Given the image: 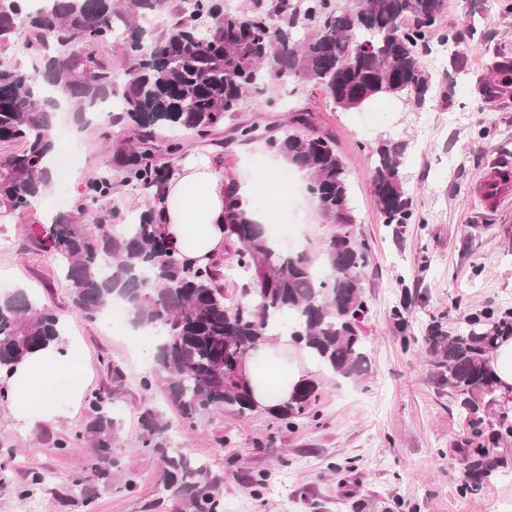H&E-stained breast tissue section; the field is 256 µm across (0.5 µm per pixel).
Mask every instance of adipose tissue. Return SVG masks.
Listing matches in <instances>:
<instances>
[{"mask_svg":"<svg viewBox=\"0 0 512 512\" xmlns=\"http://www.w3.org/2000/svg\"><path fill=\"white\" fill-rule=\"evenodd\" d=\"M224 166L211 156H188L170 177L165 195L155 206L179 258L204 266L224 250ZM262 341L243 362V375L260 405L288 402L305 377L303 363L312 353L297 357L295 346L282 330ZM79 337L65 335L60 344L27 355L14 365L6 380V396L14 419L34 432L57 422L79 407L80 389L70 374L82 359Z\"/></svg>","mask_w":512,"mask_h":512,"instance_id":"ef3b65f1","label":"adipose tissue"}]
</instances>
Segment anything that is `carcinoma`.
<instances>
[{
    "label": "carcinoma",
    "instance_id": "carcinoma-1",
    "mask_svg": "<svg viewBox=\"0 0 512 512\" xmlns=\"http://www.w3.org/2000/svg\"><path fill=\"white\" fill-rule=\"evenodd\" d=\"M161 0H0V49L21 43L41 65L30 72L0 63V145L19 149L0 157V210L25 213L51 182L44 161L54 150L53 110L59 100L77 108L76 118L103 99H117L111 123L128 130L132 145L112 154L107 168L86 183L73 214L60 213L42 238L43 247L65 259L72 303L92 318L116 300L133 323L160 330L152 378L181 423H196L220 412L240 417L258 410L292 427L315 399L316 385L304 381L285 404L261 407L242 378V353L282 322L301 349L313 352L332 374L350 378L367 362L362 323L367 307L359 270L366 254L340 231L323 245L321 262L303 251L275 248L263 224L250 214L239 184L230 182L224 210L234 269L246 279L238 301L224 293L217 262L192 268L178 253L147 208L116 235L94 215L92 205L112 195V177L152 197L164 188L185 144L159 140L164 129H181L200 143L263 142L288 165L308 176L313 199L329 224L353 223L351 179L336 141L315 130L309 112L292 113L293 131L257 122L224 129L247 95L266 83L283 87L301 81L319 85L342 110L361 108L382 96L424 102L432 88L419 49L428 47L444 0H352L341 9L331 0H269L250 14L224 0H191L157 36L137 20L157 11ZM314 23L311 38L298 31ZM122 28L124 78L99 61V45ZM492 78L478 88L492 103L512 83V60L489 64ZM372 178L373 193L386 224H406L413 215L400 169L402 148L383 145ZM63 325L24 287L0 291V371L27 354L61 340ZM512 336V312L498 319L473 316L454 335L429 337L430 353L442 379L467 415L473 435L484 418L468 394L495 391L490 368L498 342ZM81 439L91 476L108 485L123 477L113 448L118 439L110 396L98 393ZM140 447L161 462L160 484L179 512H224V477L173 446L170 422L151 406L139 412ZM458 451L468 461L461 491L478 493L495 475L498 460L489 449L463 439Z\"/></svg>",
    "mask_w": 512,
    "mask_h": 512
}]
</instances>
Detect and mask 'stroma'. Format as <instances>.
Here are the masks:
<instances>
[{
	"mask_svg": "<svg viewBox=\"0 0 512 512\" xmlns=\"http://www.w3.org/2000/svg\"><path fill=\"white\" fill-rule=\"evenodd\" d=\"M445 3L437 28L461 33L467 52L458 70L449 56L422 54L434 83L424 103L385 97L344 111L315 83L299 82L250 94L235 116L284 130L289 112L313 113L351 174L355 222L348 231L369 254L361 271L366 371L345 379L310 365L316 397L309 417L292 428L262 411L244 418L227 412L185 428L158 389L143 387L154 367V338L103 330L100 318L73 306L63 261L42 250L36 228L75 211L88 178L129 134L104 112L82 124L72 112L59 113L53 131L62 164L48 191L32 212L0 221V288H27L68 333L81 337L76 382L85 395H111L120 424L115 451L135 487L89 480L79 439L87 407L26 435L1 399L0 512H171L159 461L137 446L145 404L171 422L175 446L223 473L224 512H494L495 505L512 503V439L493 446L503 462L497 478L478 494L461 492L465 461L455 444L469 427L425 342L432 325L451 332L470 316L512 310V195L489 208L480 194L494 162L512 160V92L486 104L477 91L490 57L512 58V13L505 0L490 7L485 0ZM388 141L405 147L401 174L413 218L401 225L384 223L371 186L376 149ZM208 151L252 182L256 208L278 213L289 249L315 256L336 234L337 225L323 221L304 191L288 204L279 186L284 168L264 144ZM150 204L147 192L122 186L99 208L118 227ZM113 362L122 382L112 379ZM35 473L44 481L32 487Z\"/></svg>",
	"mask_w": 512,
	"mask_h": 512,
	"instance_id": "35a3bbf8",
	"label": "stroma"
}]
</instances>
